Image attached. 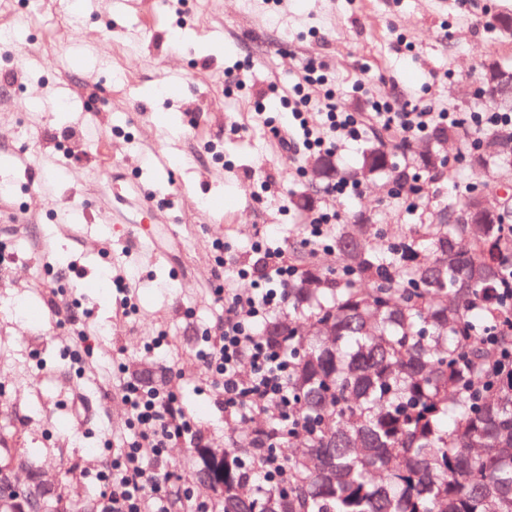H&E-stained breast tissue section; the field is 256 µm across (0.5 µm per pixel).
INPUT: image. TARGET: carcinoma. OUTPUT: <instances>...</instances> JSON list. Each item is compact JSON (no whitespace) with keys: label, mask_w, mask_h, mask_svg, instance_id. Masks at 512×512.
Segmentation results:
<instances>
[{"label":"carcinoma","mask_w":512,"mask_h":512,"mask_svg":"<svg viewBox=\"0 0 512 512\" xmlns=\"http://www.w3.org/2000/svg\"><path fill=\"white\" fill-rule=\"evenodd\" d=\"M376 138L357 174L390 169ZM470 165L512 175V140L483 135ZM482 198L450 199L432 219L383 243L373 224H340L334 252L354 272L324 271L296 247L297 278L288 316L261 335L288 339L302 425L300 446L285 458L288 488L244 489L247 440L226 449L196 448L195 479L214 491L221 512H512V308L500 295L512 263V204L495 221ZM497 329L499 345L484 341ZM0 501L8 512H79L37 472L19 484L0 464Z\"/></svg>","instance_id":"carcinoma-1"}]
</instances>
